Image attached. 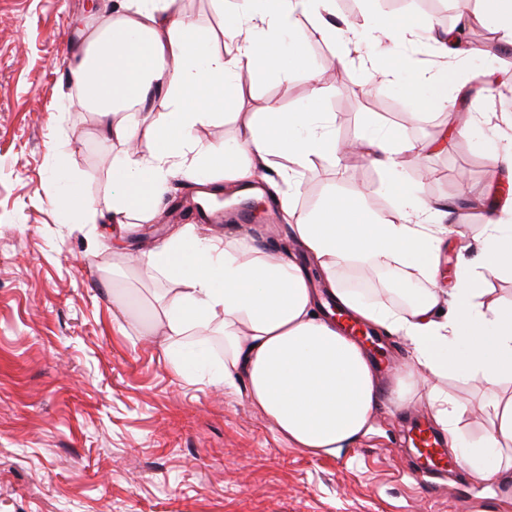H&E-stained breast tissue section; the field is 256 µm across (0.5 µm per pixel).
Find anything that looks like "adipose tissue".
I'll return each instance as SVG.
<instances>
[{
	"label": "adipose tissue",
	"mask_w": 512,
	"mask_h": 512,
	"mask_svg": "<svg viewBox=\"0 0 512 512\" xmlns=\"http://www.w3.org/2000/svg\"><path fill=\"white\" fill-rule=\"evenodd\" d=\"M332 2L235 0L219 51L211 33L172 9L169 0H113L120 22L94 33L69 67L80 105L97 112L109 138L125 146L112 162L113 214L155 217L172 172L197 176L188 153L223 161V143L201 142L196 132L222 114L225 100L241 95L243 78L253 68L271 67L284 83L305 71L309 101H322L324 72L307 68L306 36L295 25L297 16L314 17L316 32L340 39L347 52L366 40L421 38L414 26L396 27L379 17L361 28L336 31L323 18ZM417 79L427 88L418 99L421 107L440 111L447 110L449 99L473 97L487 85L459 64L418 70ZM152 94L164 108L153 120L140 111ZM148 122L156 129L155 147L144 155L137 147L138 132ZM354 149L388 176L397 200L394 219L369 216L353 199L331 195L298 221L291 197L285 196L282 218L291 222L300 254H271L233 232L202 236L187 224L136 257L141 279L162 277L171 284L162 307L165 336H191L197 342L175 366L185 374L206 367V342L223 337L224 364L213 381L244 390L247 403L291 447L328 455L367 432L379 399L399 410L421 394L449 447H456L466 410L435 383L465 377L491 398L482 409L490 427L464 461L473 477L512 484V468L502 464L512 452V304L493 298L487 287L490 279L512 277V205L487 212L474 274L441 287L440 252L450 226L463 224L465 217L451 211L447 224L432 223L437 205L396 175L403 159L424 162L427 144L366 133ZM341 151L324 113L286 112L268 100L259 111L246 113L227 176L238 183L253 180L257 168L279 155L293 163L281 172L290 183L295 165ZM309 260L318 265L319 277L309 274ZM353 263L374 271L401 265L427 286L401 308L368 299L337 276ZM331 299L351 320L408 342L410 358L395 371L388 394L380 392L367 351L326 315Z\"/></svg>",
	"instance_id": "adipose-tissue-1"
}]
</instances>
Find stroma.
Masks as SVG:
<instances>
[{
	"label": "stroma",
	"mask_w": 512,
	"mask_h": 512,
	"mask_svg": "<svg viewBox=\"0 0 512 512\" xmlns=\"http://www.w3.org/2000/svg\"><path fill=\"white\" fill-rule=\"evenodd\" d=\"M394 25L437 17L436 31L458 24V0H335L336 26L367 10ZM112 0H0V512H512V486L479 480L457 466L427 475L411 442L429 422L424 401L389 413L379 406L371 430L336 455L287 446L243 392L187 378L173 366L161 336L159 296L165 281L140 282L127 256L148 250L184 220L195 189L172 176L160 215L119 225L112 200V157L96 115L74 104L68 64L77 44L113 20ZM466 41L480 49L470 72L494 74L495 95L459 104L462 112L496 118L454 132L450 116L427 110L411 120L412 74L431 59L426 40L413 47L361 46L337 59L332 45L309 38V68L326 71L323 112L337 138L374 130L419 141L445 138L423 165L403 164L404 178L427 201L461 209L469 241L480 239L488 210L512 200V175L487 183L490 163L512 137L498 120L512 110V47L484 22ZM375 56L399 68V82L371 87L362 63ZM274 97L288 111L307 100L304 73L280 85L257 69L225 115L200 127L203 141L232 140L242 115ZM271 159L260 170V213L239 225L266 251L291 249L272 197L285 185ZM77 177L90 210L68 217L51 204L57 170ZM298 214L336 193L358 196L366 213L391 217L394 197L369 161L325 157L302 168ZM120 295L124 308L112 303ZM440 389L466 406L461 458L483 436L484 391L454 378Z\"/></svg>",
	"instance_id": "1"
}]
</instances>
